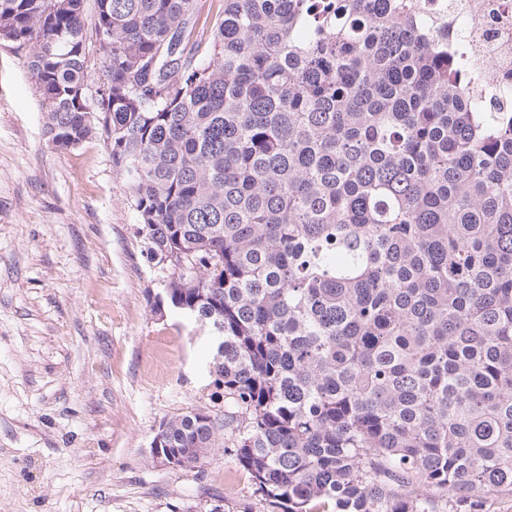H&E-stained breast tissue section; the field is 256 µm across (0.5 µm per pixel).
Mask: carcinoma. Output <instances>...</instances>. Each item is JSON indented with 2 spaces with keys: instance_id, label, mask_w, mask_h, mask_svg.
Here are the masks:
<instances>
[{
  "instance_id": "obj_1",
  "label": "carcinoma",
  "mask_w": 512,
  "mask_h": 512,
  "mask_svg": "<svg viewBox=\"0 0 512 512\" xmlns=\"http://www.w3.org/2000/svg\"><path fill=\"white\" fill-rule=\"evenodd\" d=\"M0 0L56 147L100 135L168 305L223 341L221 425L288 512H478L512 494V110L466 99L426 0ZM109 93L86 103L84 31Z\"/></svg>"
}]
</instances>
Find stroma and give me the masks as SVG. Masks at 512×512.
I'll return each mask as SVG.
<instances>
[{
  "instance_id": "stroma-1",
  "label": "stroma",
  "mask_w": 512,
  "mask_h": 512,
  "mask_svg": "<svg viewBox=\"0 0 512 512\" xmlns=\"http://www.w3.org/2000/svg\"><path fill=\"white\" fill-rule=\"evenodd\" d=\"M134 197L102 137L51 144L28 51L0 41V512H276L231 445L194 468L161 423L225 410L209 328L154 311Z\"/></svg>"
}]
</instances>
